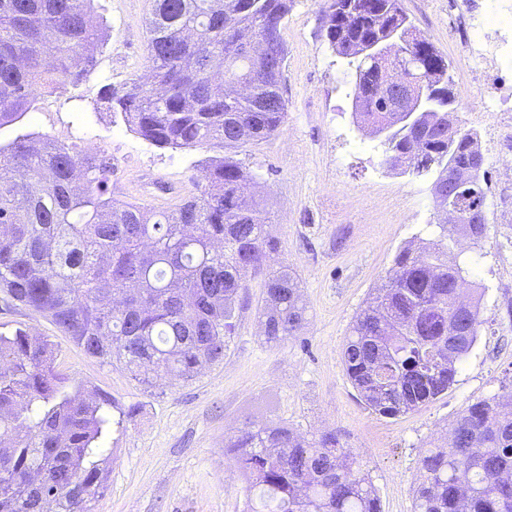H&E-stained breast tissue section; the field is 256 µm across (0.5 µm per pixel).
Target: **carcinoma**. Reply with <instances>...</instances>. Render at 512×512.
<instances>
[{"label":"carcinoma","mask_w":512,"mask_h":512,"mask_svg":"<svg viewBox=\"0 0 512 512\" xmlns=\"http://www.w3.org/2000/svg\"><path fill=\"white\" fill-rule=\"evenodd\" d=\"M292 0H154L143 81L105 84L100 109L149 144L215 149L195 191L165 209L108 193L112 162L25 131L0 143V294L47 317L103 365L121 363L144 391L189 382L224 359L246 276L265 271L259 325L268 343L298 335L305 305L295 272L270 264L280 241L236 150L276 137L288 107L284 44L269 60L239 48L281 25ZM94 0H0V129L34 111L39 92L78 82L104 44ZM326 37L350 71L356 122L379 137L389 167L434 180L467 166L476 133L448 123L447 58L408 20L402 0H324ZM394 42L430 106L399 122L379 86L402 69L368 48ZM252 81L240 96L231 76ZM460 190L459 227L478 242ZM441 239L404 248L342 349L347 376L375 413L419 411L448 392L474 346L479 302L455 307L468 281ZM137 408L60 372L54 344L22 328L0 333V512H92L112 449ZM246 512H382L362 455L334 430L309 439L284 425L244 426L230 439ZM413 512H512V385L467 405L425 449Z\"/></svg>","instance_id":"1"}]
</instances>
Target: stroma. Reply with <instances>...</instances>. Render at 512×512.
Wrapping results in <instances>:
<instances>
[{
    "instance_id": "35a3bbf8",
    "label": "stroma",
    "mask_w": 512,
    "mask_h": 512,
    "mask_svg": "<svg viewBox=\"0 0 512 512\" xmlns=\"http://www.w3.org/2000/svg\"><path fill=\"white\" fill-rule=\"evenodd\" d=\"M418 30L452 63L458 125L497 134L488 89L472 84L468 34L512 0H403ZM151 0H96L107 33L96 66L62 97L41 91L21 128L110 156L114 197L160 209L170 189L190 191L205 149H159L123 122L96 111L102 85L145 78ZM287 48L282 89L288 116L280 134L241 148L238 158L269 212L279 261L298 275L307 307L299 335L278 345L259 334L263 277L249 274L234 339L223 361L190 383L164 381L147 394L120 364L84 355L41 314L0 298V332L23 328L58 343L60 369L88 388L136 406L112 451L107 488L93 512H243V478L228 442L244 425L285 424L303 435L336 429L359 451L382 512H412L418 460L469 403L512 381V138L485 153L480 183L487 229L480 242L460 235L467 278L479 288L483 325L447 394L419 412L385 418L360 400L342 364L356 316L404 246L438 237L431 180L402 175L383 162L377 139L353 120L345 66L332 51L321 0H293L281 27Z\"/></svg>"
}]
</instances>
